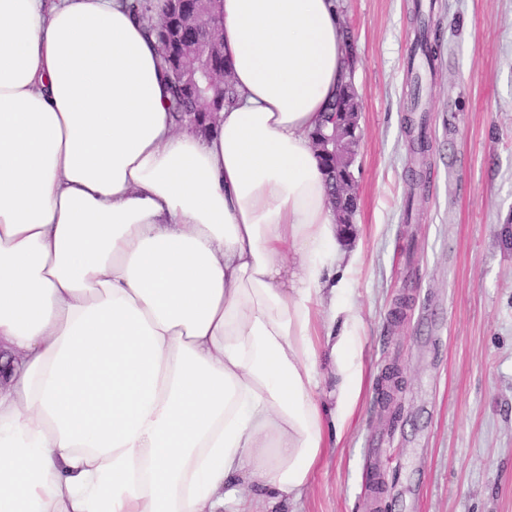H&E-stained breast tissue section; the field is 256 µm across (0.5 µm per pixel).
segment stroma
I'll list each match as a JSON object with an SVG mask.
<instances>
[{
	"label": "stroma",
	"instance_id": "1",
	"mask_svg": "<svg viewBox=\"0 0 512 512\" xmlns=\"http://www.w3.org/2000/svg\"><path fill=\"white\" fill-rule=\"evenodd\" d=\"M339 4L361 103L342 246L362 254L347 283L364 383L341 441L279 512H512V0ZM419 13L436 52L421 163L404 131ZM392 364L402 388L386 407Z\"/></svg>",
	"mask_w": 512,
	"mask_h": 512
}]
</instances>
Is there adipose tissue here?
I'll return each instance as SVG.
<instances>
[{
	"label": "adipose tissue",
	"mask_w": 512,
	"mask_h": 512,
	"mask_svg": "<svg viewBox=\"0 0 512 512\" xmlns=\"http://www.w3.org/2000/svg\"><path fill=\"white\" fill-rule=\"evenodd\" d=\"M221 17L239 98L199 136L126 0H0V512L296 501L355 415L360 256L310 141L339 2Z\"/></svg>",
	"instance_id": "adipose-tissue-1"
}]
</instances>
